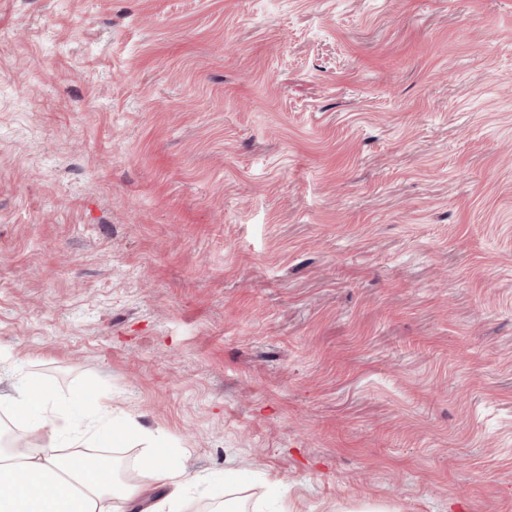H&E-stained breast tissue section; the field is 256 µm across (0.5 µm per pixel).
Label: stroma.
<instances>
[{
  "instance_id": "obj_1",
  "label": "stroma",
  "mask_w": 512,
  "mask_h": 512,
  "mask_svg": "<svg viewBox=\"0 0 512 512\" xmlns=\"http://www.w3.org/2000/svg\"><path fill=\"white\" fill-rule=\"evenodd\" d=\"M0 350L187 512H512V0H0Z\"/></svg>"
}]
</instances>
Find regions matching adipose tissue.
Here are the masks:
<instances>
[{
	"label": "adipose tissue",
	"instance_id": "ef3b65f1",
	"mask_svg": "<svg viewBox=\"0 0 512 512\" xmlns=\"http://www.w3.org/2000/svg\"><path fill=\"white\" fill-rule=\"evenodd\" d=\"M15 418L44 429L50 439L74 444L87 437L54 407V397L36 382L23 385L17 396L0 401ZM156 483L153 495L118 482L111 465L94 455L13 454L0 448V512H180L184 470L169 456L144 459Z\"/></svg>",
	"mask_w": 512,
	"mask_h": 512
}]
</instances>
